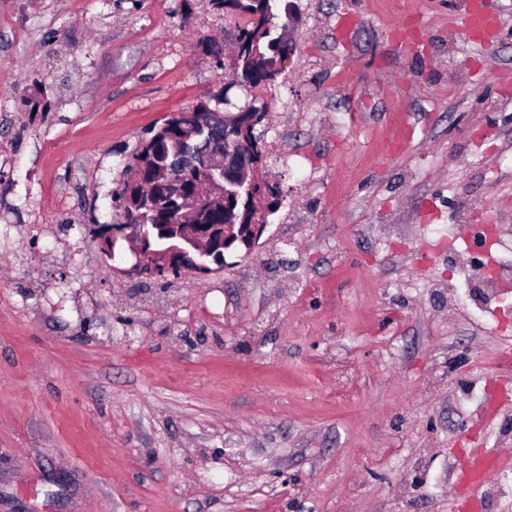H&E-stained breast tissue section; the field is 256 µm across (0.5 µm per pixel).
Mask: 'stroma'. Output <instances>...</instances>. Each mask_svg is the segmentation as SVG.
<instances>
[{
	"mask_svg": "<svg viewBox=\"0 0 512 512\" xmlns=\"http://www.w3.org/2000/svg\"><path fill=\"white\" fill-rule=\"evenodd\" d=\"M290 2L254 86L209 0H0V512H448L468 449L512 460L475 399L512 307L448 275L460 213L512 260V20L487 54L464 0ZM200 101L266 109L280 206L209 275H117L124 167Z\"/></svg>",
	"mask_w": 512,
	"mask_h": 512,
	"instance_id": "obj_1",
	"label": "stroma"
}]
</instances>
